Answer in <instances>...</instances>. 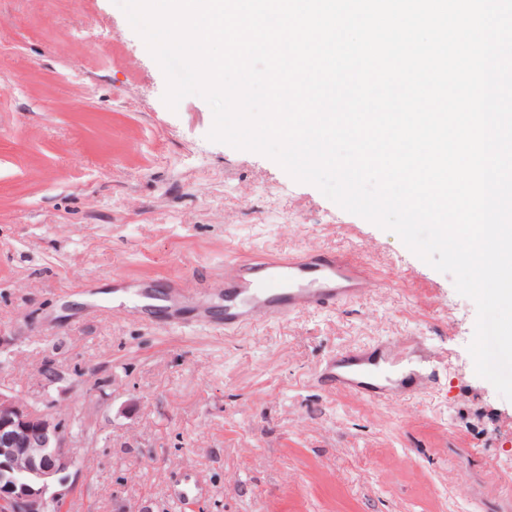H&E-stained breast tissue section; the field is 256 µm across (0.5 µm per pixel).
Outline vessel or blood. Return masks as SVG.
<instances>
[{
  "label": "vessel or blood",
  "instance_id": "vessel-or-blood-1",
  "mask_svg": "<svg viewBox=\"0 0 512 512\" xmlns=\"http://www.w3.org/2000/svg\"><path fill=\"white\" fill-rule=\"evenodd\" d=\"M384 285L378 267L350 253L310 248L288 256L256 252L224 263L209 286L224 302V330L325 312L373 296ZM444 357L418 336L375 339L331 353L315 380L324 391L373 402L404 403L441 386Z\"/></svg>",
  "mask_w": 512,
  "mask_h": 512
}]
</instances>
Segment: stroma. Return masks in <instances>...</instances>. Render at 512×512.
<instances>
[{
	"mask_svg": "<svg viewBox=\"0 0 512 512\" xmlns=\"http://www.w3.org/2000/svg\"><path fill=\"white\" fill-rule=\"evenodd\" d=\"M165 91L115 0H0V388L65 413L62 512H512V401L475 372V302L393 232L209 140L208 103L173 110ZM306 247L391 275L231 335L134 315L140 289ZM399 336L447 354L439 389L396 405L314 386L330 353ZM192 475L209 496L174 504Z\"/></svg>",
	"mask_w": 512,
	"mask_h": 512,
	"instance_id": "1",
	"label": "stroma"
}]
</instances>
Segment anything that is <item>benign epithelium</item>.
<instances>
[{
    "instance_id": "7a95c632",
    "label": "benign epithelium",
    "mask_w": 512,
    "mask_h": 512,
    "mask_svg": "<svg viewBox=\"0 0 512 512\" xmlns=\"http://www.w3.org/2000/svg\"><path fill=\"white\" fill-rule=\"evenodd\" d=\"M77 467L75 444L50 410L0 389V505L9 512H49Z\"/></svg>"
}]
</instances>
